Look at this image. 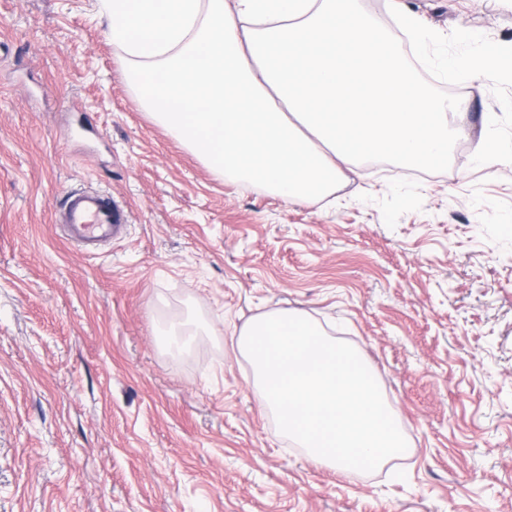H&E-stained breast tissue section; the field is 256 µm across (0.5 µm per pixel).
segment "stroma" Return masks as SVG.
Listing matches in <instances>:
<instances>
[{"label": "stroma", "instance_id": "35a3bbf8", "mask_svg": "<svg viewBox=\"0 0 512 512\" xmlns=\"http://www.w3.org/2000/svg\"><path fill=\"white\" fill-rule=\"evenodd\" d=\"M404 3L468 134L427 177L368 160L328 205L225 182L154 124L97 0H0V512H512V172L485 165L512 149V0ZM77 188L122 235L64 237ZM279 309L359 350L404 456L339 476L287 442L233 337Z\"/></svg>", "mask_w": 512, "mask_h": 512}]
</instances>
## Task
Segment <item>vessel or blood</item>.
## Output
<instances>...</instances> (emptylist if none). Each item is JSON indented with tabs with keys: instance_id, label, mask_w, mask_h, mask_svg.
Instances as JSON below:
<instances>
[{
	"instance_id": "1",
	"label": "vessel or blood",
	"mask_w": 512,
	"mask_h": 512,
	"mask_svg": "<svg viewBox=\"0 0 512 512\" xmlns=\"http://www.w3.org/2000/svg\"><path fill=\"white\" fill-rule=\"evenodd\" d=\"M58 221L68 240L77 243L105 241L118 235L124 216L111 196L99 191L67 193Z\"/></svg>"
}]
</instances>
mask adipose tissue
I'll return each mask as SVG.
<instances>
[{
	"label": "adipose tissue",
	"mask_w": 512,
	"mask_h": 512,
	"mask_svg": "<svg viewBox=\"0 0 512 512\" xmlns=\"http://www.w3.org/2000/svg\"><path fill=\"white\" fill-rule=\"evenodd\" d=\"M137 101L219 178L323 199L362 160L422 168L465 135L359 0H102Z\"/></svg>",
	"instance_id": "ef3b65f1"
}]
</instances>
